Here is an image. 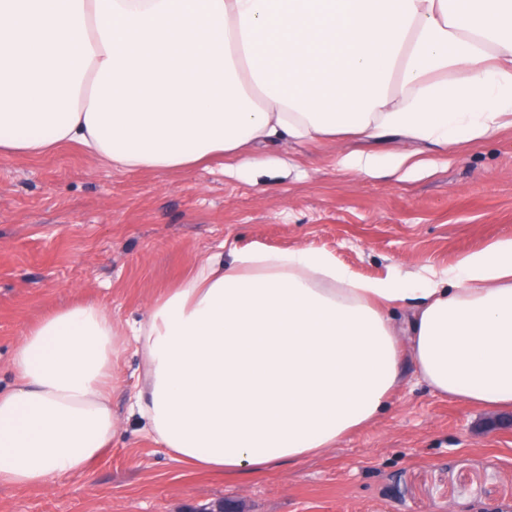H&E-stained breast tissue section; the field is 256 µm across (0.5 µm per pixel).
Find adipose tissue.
<instances>
[{"instance_id":"adipose-tissue-1","label":"adipose tissue","mask_w":512,"mask_h":512,"mask_svg":"<svg viewBox=\"0 0 512 512\" xmlns=\"http://www.w3.org/2000/svg\"><path fill=\"white\" fill-rule=\"evenodd\" d=\"M512 128V0H0V157L75 145L121 170L349 133L448 153ZM404 182L435 159L350 153ZM131 405L193 470L254 474L375 421L403 363L441 396L512 406V237L363 278L327 252L231 249L123 330L76 302L26 323L0 391V486L86 473Z\"/></svg>"}]
</instances>
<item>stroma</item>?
<instances>
[{"mask_svg": "<svg viewBox=\"0 0 512 512\" xmlns=\"http://www.w3.org/2000/svg\"><path fill=\"white\" fill-rule=\"evenodd\" d=\"M400 146L339 135L256 148L229 174L218 162L128 172L75 147L0 159V389L26 321L81 299L131 326L224 247H308L376 278L449 267L512 237V129L406 182L336 165ZM119 371L122 423L89 473L0 487V512H512V409L442 398L412 364L371 425L247 479L190 470L153 443L128 414L144 377L135 345Z\"/></svg>", "mask_w": 512, "mask_h": 512, "instance_id": "1", "label": "stroma"}]
</instances>
